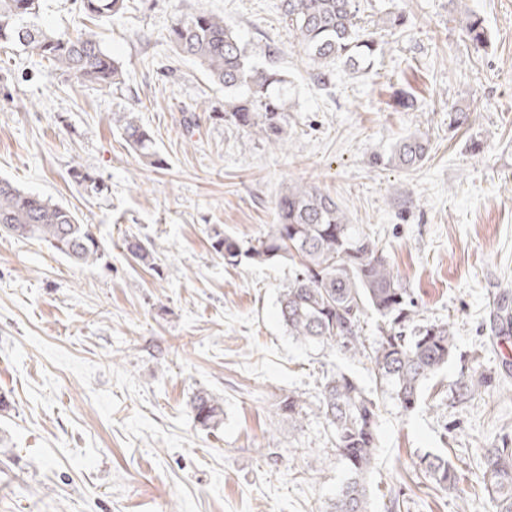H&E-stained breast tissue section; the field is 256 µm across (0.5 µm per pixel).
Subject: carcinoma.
Returning a JSON list of instances; mask_svg holds the SVG:
<instances>
[{
	"mask_svg": "<svg viewBox=\"0 0 512 512\" xmlns=\"http://www.w3.org/2000/svg\"><path fill=\"white\" fill-rule=\"evenodd\" d=\"M89 20L109 18L125 8V0H77ZM44 0H0V45L21 48L56 70L85 83L110 87L121 82L120 63L101 45L97 32L83 26L76 34H59L41 22ZM294 40L319 67L340 62L353 69L371 64L378 51L373 33L359 25L354 0H280ZM470 45L483 48L488 34L484 21L466 13L463 25ZM176 52L196 62L209 82L224 88V117L246 131L262 134L280 144L288 124V81L274 64L258 66L246 44L224 17L198 13L182 15L169 30ZM122 135L141 161L156 167L164 159L153 138L133 113L117 117ZM427 141L410 135L396 143L388 162L414 169L425 160ZM74 181L99 192L100 184L79 166L71 170ZM0 231L37 240L49 249L82 264H92L103 244L90 225L69 209L25 192L0 179ZM126 251L147 263L153 259L148 244L137 237L123 240ZM213 248L227 264L241 256L256 262L286 259L294 272L279 299L280 320L294 339L334 348L340 346L367 359L376 383L391 388L406 411L413 410L426 382L453 355L455 333L449 325L410 328L416 316L414 302L401 287L382 249L361 225L351 224L336 200L315 186L290 190L277 203V222L241 250L226 235L215 234ZM383 319L378 339L365 344L362 323L368 312ZM483 376L473 372L461 378V394L470 396L482 386ZM294 419L302 415L303 401L289 394L279 405ZM331 428L337 455L348 479L331 503V512H369L367 476L378 450L379 404L351 375L326 376L317 405ZM194 423L207 430L219 424L224 408L206 392L191 401ZM481 482L496 512H512V446L482 449ZM424 472L438 487L454 490L458 470L444 449L421 458Z\"/></svg>",
	"mask_w": 512,
	"mask_h": 512,
	"instance_id": "cac0c4a2",
	"label": "carcinoma"
}]
</instances>
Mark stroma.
<instances>
[{
  "label": "stroma",
  "instance_id": "obj_1",
  "mask_svg": "<svg viewBox=\"0 0 512 512\" xmlns=\"http://www.w3.org/2000/svg\"><path fill=\"white\" fill-rule=\"evenodd\" d=\"M279 4L126 0L94 26L123 70L107 88L0 46V178L76 212L105 249L80 266L0 232V512H330L347 473L317 412L321 385L342 370L374 390L371 366L288 335V260L230 266L212 246L218 233L255 244L297 184L376 240L418 323L456 336L415 410L378 395L371 512H495L480 451L512 442V335L493 328L498 301H512V0H355L382 51L322 82ZM398 11L406 29L387 21ZM467 11L485 20L483 49L464 37ZM198 12L223 16L287 76L282 150L225 120L223 90L169 43L176 18ZM402 91L415 110L396 106ZM118 112L152 132L163 167L141 163ZM414 134L430 146L423 165L389 164ZM76 166L106 191L87 194ZM128 234L153 263L123 251ZM474 372L485 383L462 397ZM200 391L224 407L217 428L193 422ZM291 393L304 402L295 422L278 408ZM439 448L456 489L422 472Z\"/></svg>",
  "mask_w": 512,
  "mask_h": 512
}]
</instances>
